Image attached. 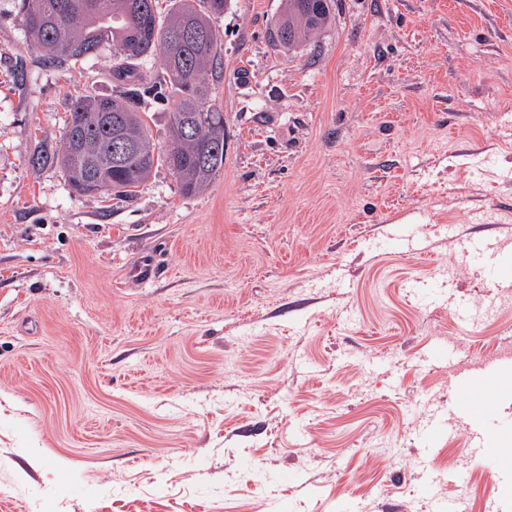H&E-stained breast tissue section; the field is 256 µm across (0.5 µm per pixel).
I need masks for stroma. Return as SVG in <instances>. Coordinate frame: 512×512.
<instances>
[{"label": "stroma", "instance_id": "35a3bbf8", "mask_svg": "<svg viewBox=\"0 0 512 512\" xmlns=\"http://www.w3.org/2000/svg\"><path fill=\"white\" fill-rule=\"evenodd\" d=\"M283 9L213 21L208 188L118 199L29 162L110 51L45 63L0 0V512H437L464 478L486 512L512 473V434L492 465L422 442L512 351L462 254L512 245V0H337L290 52Z\"/></svg>", "mask_w": 512, "mask_h": 512}]
</instances>
